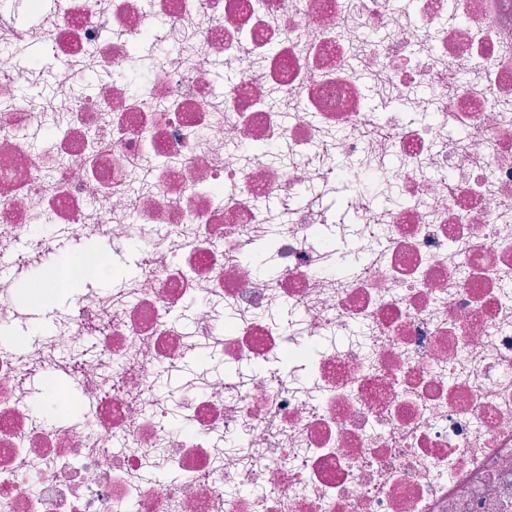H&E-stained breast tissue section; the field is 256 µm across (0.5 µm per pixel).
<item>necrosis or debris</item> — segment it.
<instances>
[{
  "label": "necrosis or debris",
  "mask_w": 512,
  "mask_h": 512,
  "mask_svg": "<svg viewBox=\"0 0 512 512\" xmlns=\"http://www.w3.org/2000/svg\"><path fill=\"white\" fill-rule=\"evenodd\" d=\"M26 9L51 92L0 34V255L137 272L21 348L0 277V512H512V0ZM90 338L44 397L88 422L39 420ZM201 345L223 376L157 397ZM60 389H62V386L66 387L67 389H70L72 392L75 391L73 385H70L65 382H58L53 378H47L40 383L36 384L34 383L35 388H38V393L34 395L33 401L34 406L37 410L41 411L46 419H54L57 417H69L73 420H86L85 414L87 411L80 407H74V408H67V407H60L54 410H48L45 411L41 404V399L44 391L47 389H52L54 386H58Z\"/></svg>",
  "instance_id": "necrosis-or-debris-1"
}]
</instances>
